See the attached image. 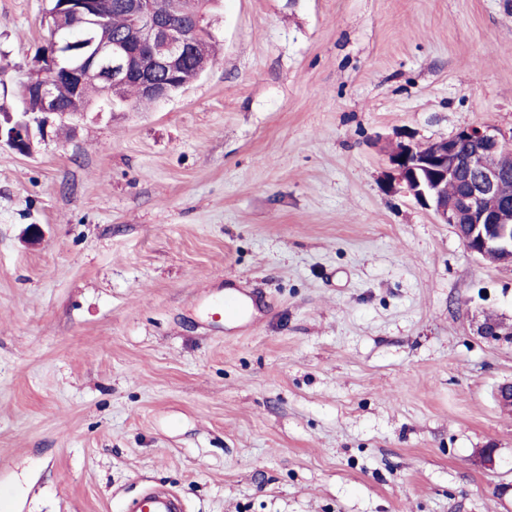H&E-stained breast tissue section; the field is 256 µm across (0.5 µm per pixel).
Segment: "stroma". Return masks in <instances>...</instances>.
Instances as JSON below:
<instances>
[{"mask_svg":"<svg viewBox=\"0 0 512 512\" xmlns=\"http://www.w3.org/2000/svg\"><path fill=\"white\" fill-rule=\"evenodd\" d=\"M47 0H0V104ZM167 101L0 144V512H512V267L386 174L512 137V0H213ZM242 291L247 314L212 318ZM493 449L487 464L484 449ZM181 510L179 500L173 493L153 490L146 492L131 509L132 512H179Z\"/></svg>","mask_w":512,"mask_h":512,"instance_id":"1","label":"stroma"}]
</instances>
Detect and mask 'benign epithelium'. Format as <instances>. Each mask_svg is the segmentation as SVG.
<instances>
[{"mask_svg": "<svg viewBox=\"0 0 512 512\" xmlns=\"http://www.w3.org/2000/svg\"><path fill=\"white\" fill-rule=\"evenodd\" d=\"M91 0H61L56 13L68 11L76 19L98 26L102 16L81 6ZM130 17L129 32L83 45L74 67L59 71L55 57L33 61L32 85L40 100V112L0 115V142L13 150L30 153L35 140L47 133L51 119L59 115L52 81L64 79L81 84L84 75L95 76L107 93L129 83L137 84L140 95L156 102L176 92L172 75L195 55V43L185 34L182 15L160 17L152 0H123ZM509 149L489 128L466 127L454 137L421 145L409 140L394 144L388 154L394 186L412 196L435 215L438 223L450 224L465 248L487 260L499 258L512 266V224L503 220L500 189L502 173L495 158ZM466 179L464 188L448 195V184Z\"/></svg>", "mask_w": 512, "mask_h": 512, "instance_id": "1", "label": "benign epithelium"}]
</instances>
